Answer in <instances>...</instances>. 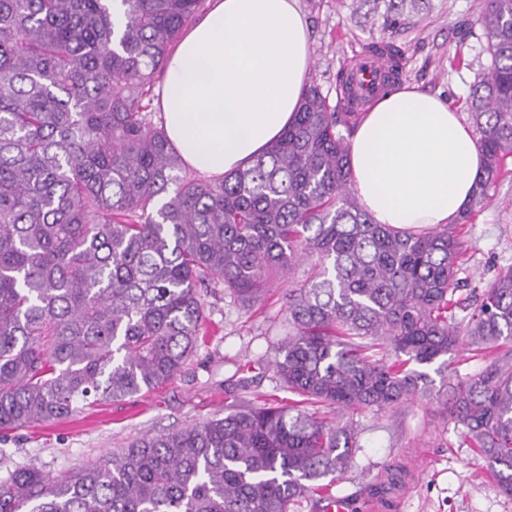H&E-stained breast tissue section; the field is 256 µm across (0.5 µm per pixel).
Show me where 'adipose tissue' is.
<instances>
[{
    "label": "adipose tissue",
    "instance_id": "adipose-tissue-1",
    "mask_svg": "<svg viewBox=\"0 0 512 512\" xmlns=\"http://www.w3.org/2000/svg\"><path fill=\"white\" fill-rule=\"evenodd\" d=\"M310 63L297 0H213L166 67L168 139L204 176L249 166L293 122ZM351 162L359 201L376 223L433 228L469 207L483 155L446 99L405 86L364 113Z\"/></svg>",
    "mask_w": 512,
    "mask_h": 512
}]
</instances>
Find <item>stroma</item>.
<instances>
[{"label":"stroma","mask_w":512,"mask_h":512,"mask_svg":"<svg viewBox=\"0 0 512 512\" xmlns=\"http://www.w3.org/2000/svg\"><path fill=\"white\" fill-rule=\"evenodd\" d=\"M389 0H298L309 26L312 58L309 80L321 87L331 108L344 111L337 80L354 56L392 45L401 56L397 82L438 93L468 111L470 89L489 63L481 25L485 0H406L401 13ZM492 203L469 224L468 260L463 272L469 290L482 291L496 273L512 265V173L492 188ZM277 282L263 301L244 306L214 288L205 297L206 337L180 374L159 390L119 402L83 407L61 421L38 423L0 441V475L36 462L53 475L92 463L131 440L163 429L223 415L238 400L273 394V372L255 365L285 337L284 293ZM240 386L225 394L224 381ZM360 445L355 461L332 492L354 500L356 512H372L370 488L388 468L404 470L392 486L391 512H512L460 426L435 398L420 396L398 411L366 410L355 415Z\"/></svg>","instance_id":"1"}]
</instances>
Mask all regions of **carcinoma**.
<instances>
[{"label": "carcinoma", "instance_id": "obj_1", "mask_svg": "<svg viewBox=\"0 0 512 512\" xmlns=\"http://www.w3.org/2000/svg\"><path fill=\"white\" fill-rule=\"evenodd\" d=\"M204 0H0V438L166 385L204 335V293L259 302L293 280L287 337L261 366L298 396L145 434L65 476L0 478V512H291L358 448L353 416L398 408L422 371L484 367L436 391L512 495V266L471 312L463 226L512 158V0H487L490 65L469 117L484 155L470 206L419 232L377 224L350 170L358 117L310 83L249 166L191 177L151 102ZM310 260L300 278L302 258ZM336 413V420L309 408ZM472 354L467 353H450L445 359H448V372L445 371L442 376L436 373L435 369L438 364H435L428 368L426 371L429 373L430 377L434 379V391L438 390L442 383V377L444 375L454 376V368L458 372L459 375L464 376L465 374H475L478 373L483 367V360L480 357H472ZM465 359V360H464Z\"/></svg>", "mask_w": 512, "mask_h": 512}]
</instances>
